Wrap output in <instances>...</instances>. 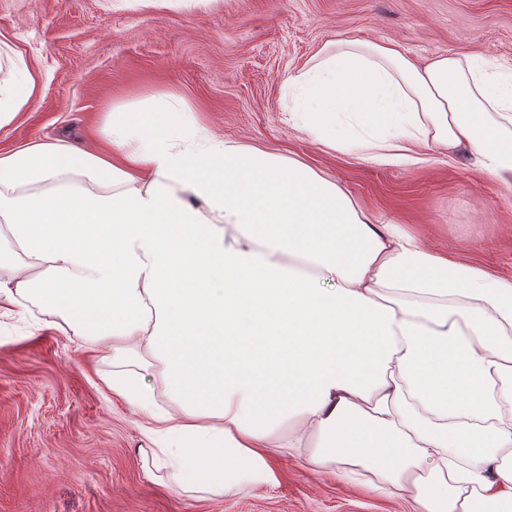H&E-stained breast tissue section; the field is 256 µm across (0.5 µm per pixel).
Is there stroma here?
Returning a JSON list of instances; mask_svg holds the SVG:
<instances>
[{
	"mask_svg": "<svg viewBox=\"0 0 512 512\" xmlns=\"http://www.w3.org/2000/svg\"><path fill=\"white\" fill-rule=\"evenodd\" d=\"M391 43L423 64L480 55L512 67V0H0V81L23 59L34 102L0 153L61 139L100 153L112 108L176 106L180 124L299 159L373 223L512 277V188L464 150L383 164L301 131L286 84L326 42ZM0 316V512H409L369 485L277 460L279 482L222 496L149 473L141 418L105 389L111 359L65 328Z\"/></svg>",
	"mask_w": 512,
	"mask_h": 512,
	"instance_id": "1",
	"label": "stroma"
}]
</instances>
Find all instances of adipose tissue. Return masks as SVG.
I'll list each match as a JSON object with an SVG mask.
<instances>
[{
  "mask_svg": "<svg viewBox=\"0 0 512 512\" xmlns=\"http://www.w3.org/2000/svg\"><path fill=\"white\" fill-rule=\"evenodd\" d=\"M319 142L389 162L466 149L512 181V69L417 64L339 39L288 76ZM35 96L0 84V129ZM111 156L38 142L0 156V301L28 300L112 355L169 483L220 496L273 458L355 468L414 512H512V278L372 223L298 160L109 112Z\"/></svg>",
  "mask_w": 512,
  "mask_h": 512,
  "instance_id": "ef3b65f1",
  "label": "adipose tissue"
}]
</instances>
